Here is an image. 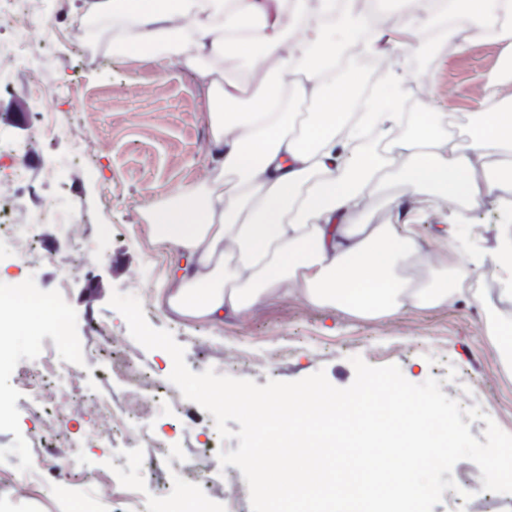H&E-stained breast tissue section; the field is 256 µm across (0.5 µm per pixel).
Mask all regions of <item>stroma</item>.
<instances>
[{
	"label": "stroma",
	"instance_id": "35a3bbf8",
	"mask_svg": "<svg viewBox=\"0 0 512 512\" xmlns=\"http://www.w3.org/2000/svg\"><path fill=\"white\" fill-rule=\"evenodd\" d=\"M83 0H38L32 26L50 24V48L32 46L24 61L0 59V143L16 144L27 160L33 192L12 191L15 222L31 221L46 203L76 208L75 227H38L40 246L20 262L9 242L0 243V291L26 286L53 301L69 323L58 336L45 318L22 317L9 349L0 353V466L29 471L28 490L13 500L14 512H124L134 496L138 512H191L196 494L207 497L210 512H224L240 501L251 512L241 471L221 466L219 451L234 450L238 439L221 440L212 415L185 399L169 380L171 356L146 350L129 334L125 318L109 300L113 292L132 294L142 303L149 324L172 333L183 346L185 362L199 373L251 379L295 381L324 371L335 387L355 376L351 357L380 366L399 365L403 376L420 384L441 381V390L462 406L479 405L505 432L512 433V369L502 363L486 319L497 308L502 276L490 267L474 277L492 285L484 306L465 301L438 308L410 307L389 317L363 319L316 308L290 296L245 317L224 321L189 320L159 305V285L179 263L171 248L158 244L142 211L144 203L183 191L204 179L211 168L205 144L201 93L185 70L169 66L139 68L118 57L93 59L98 34L75 21ZM456 33L433 26L414 38L399 56L351 55L338 48L339 77L349 86L347 112H356L377 90L384 71L397 77L398 101L411 121L431 105L451 119L462 137L482 111V89L500 66V44L473 39L455 48ZM37 72L47 104L64 127L46 134L30 103L28 76ZM82 142L92 163L69 165L75 142ZM55 167L46 181L42 171ZM435 188L408 194L392 183L388 196L369 194L370 223L400 224L396 201L410 200L417 210L416 231L425 241L421 266L467 264L431 245L461 204L448 201L433 209ZM505 191L492 192L468 212L472 242L483 252L497 250L512 227V206ZM95 232V256L82 251L84 226ZM102 325L95 334L92 323ZM131 359L137 373L160 382L148 392L153 413L134 430L99 423L94 400L122 398L128 382L112 375V360ZM65 368L76 391L62 409L36 399L26 372L41 361ZM457 490H446L433 512H512V494L483 490L481 472L471 461L453 468ZM470 492L462 500V492Z\"/></svg>",
	"mask_w": 512,
	"mask_h": 512
}]
</instances>
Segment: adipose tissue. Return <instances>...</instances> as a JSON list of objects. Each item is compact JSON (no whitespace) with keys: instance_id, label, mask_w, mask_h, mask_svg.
Listing matches in <instances>:
<instances>
[{"instance_id":"obj_1","label":"adipose tissue","mask_w":512,"mask_h":512,"mask_svg":"<svg viewBox=\"0 0 512 512\" xmlns=\"http://www.w3.org/2000/svg\"><path fill=\"white\" fill-rule=\"evenodd\" d=\"M84 0L83 26L100 27L107 50L138 66L191 72L204 96L215 176L143 209L157 241L185 261L162 304L194 320L246 315L288 294L339 313L378 317L406 307L483 301L459 266L414 283L402 265L423 246L407 224L364 219L368 191L391 178L410 191L432 185L468 208L512 175V0H408L382 14L379 32L427 30L446 12L459 36L493 32L505 66L484 86L483 112L467 137L428 112L407 132L396 80L383 72L371 111L350 122L348 88L331 77L338 33L354 0ZM256 54L261 68L225 78L220 59ZM315 112L297 122V110ZM392 132L385 151L359 149L360 128Z\"/></svg>"}]
</instances>
